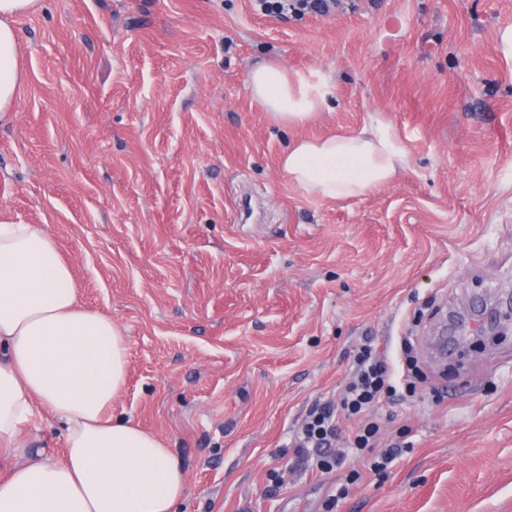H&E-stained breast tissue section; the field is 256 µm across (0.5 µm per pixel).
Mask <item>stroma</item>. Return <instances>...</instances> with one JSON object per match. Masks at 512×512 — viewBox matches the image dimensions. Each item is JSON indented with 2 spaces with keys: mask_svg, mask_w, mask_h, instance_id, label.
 <instances>
[{
  "mask_svg": "<svg viewBox=\"0 0 512 512\" xmlns=\"http://www.w3.org/2000/svg\"><path fill=\"white\" fill-rule=\"evenodd\" d=\"M512 0H336L281 19L252 0H40L16 21L25 80L0 126V221L43 224L82 303L126 329L112 411L180 460L177 512H328L339 483L294 437L364 337H410L427 380L383 406L403 444L330 512H512V320L429 353L450 313L512 294ZM262 61L330 79L310 124L275 123ZM388 117L396 181L314 196L279 165L300 138Z\"/></svg>",
  "mask_w": 512,
  "mask_h": 512,
  "instance_id": "35a3bbf8",
  "label": "stroma"
}]
</instances>
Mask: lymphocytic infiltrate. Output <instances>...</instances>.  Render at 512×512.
Returning <instances> with one entry per match:
<instances>
[{
  "label": "lymphocytic infiltrate",
  "instance_id": "f902f5d3",
  "mask_svg": "<svg viewBox=\"0 0 512 512\" xmlns=\"http://www.w3.org/2000/svg\"><path fill=\"white\" fill-rule=\"evenodd\" d=\"M412 384L397 388L393 372L374 343L373 337H365L358 348L351 376L342 389L338 400L316 403L308 412L300 432L295 438V453L305 456L315 453L316 465L323 472L347 470L350 481H357V471L349 470L351 458H369L373 470H385L402 452L401 446H393L382 453L374 448L381 434L378 409L386 403L398 400L400 393H413ZM357 418L361 424L348 439L346 450L336 449L341 437L342 421Z\"/></svg>",
  "mask_w": 512,
  "mask_h": 512
}]
</instances>
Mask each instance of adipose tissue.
<instances>
[{"mask_svg":"<svg viewBox=\"0 0 512 512\" xmlns=\"http://www.w3.org/2000/svg\"><path fill=\"white\" fill-rule=\"evenodd\" d=\"M37 0H0V121L13 118L24 80L17 17ZM248 83L271 117L298 127L328 104L323 74L277 62ZM289 181L332 200L386 185L409 167L392 123L303 139L280 159ZM129 351L121 325L79 300L70 264L40 224L0 223V512H175L185 477L171 449L112 413ZM43 408L63 426L65 452L29 448Z\"/></svg>","mask_w":512,"mask_h":512,"instance_id":"ef3b65f1","label":"adipose tissue"}]
</instances>
